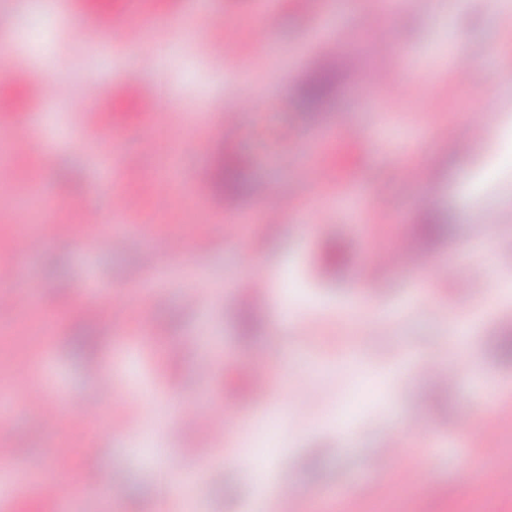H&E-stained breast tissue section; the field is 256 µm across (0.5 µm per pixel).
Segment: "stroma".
<instances>
[{
	"label": "stroma",
	"mask_w": 512,
	"mask_h": 512,
	"mask_svg": "<svg viewBox=\"0 0 512 512\" xmlns=\"http://www.w3.org/2000/svg\"><path fill=\"white\" fill-rule=\"evenodd\" d=\"M199 0H0V36L8 39V69L27 75L34 95L20 111L0 115V143L34 135L35 153L15 155L0 168V253L16 233L12 183L39 182L40 217L27 233L43 234L49 221L69 224L73 235L45 236L40 251L17 262L7 285L20 288L24 309L0 307V389L15 399L7 443L16 448V473H37L67 488L72 512H184L181 499H160L159 481L175 460L194 477L200 512H247L261 489L278 488L270 512H512V484L498 482L512 467V424L496 432L495 457L478 446L483 426L512 403V362L497 351L499 335L512 331V294L484 314L480 288L463 294L459 278L491 268L512 285V224L487 223L512 212V168L491 183L479 167L492 159L490 143L512 132V7L501 0H423L406 12L385 10L381 0H358L337 15L333 55L312 38L336 0H276L272 24L253 0H209L242 49L250 67L212 54L214 37L197 9ZM384 18L374 31L372 13ZM48 16L59 36L34 60L18 35L31 19ZM136 28L135 45L113 44L115 33ZM101 39L84 40L86 30ZM382 34L390 52L367 45ZM351 56L358 70L341 64ZM471 64L467 82L455 74L456 57ZM338 67L339 89L318 121L296 103L300 82L324 65ZM397 70L412 80L410 92L392 98L366 75ZM67 83L73 96L60 103L42 92ZM98 83L96 107L81 97ZM246 101L233 137L219 133L218 106ZM486 117L472 128L469 116ZM466 141L446 153L444 140ZM247 164L265 195L236 198L235 223L223 236L210 232L227 213L212 207L210 174L221 153ZM134 154L125 171L104 169L100 156ZM415 169L408 179L407 169ZM154 181L155 194H140ZM136 193V208L111 210L114 187ZM292 206L279 219L283 198ZM81 210L99 222H81ZM448 218L447 236L435 240L425 267L391 265L376 275L366 300L372 314L355 322L346 310L373 250L413 234L423 211ZM482 225L473 237V225ZM183 240V253L167 242ZM346 261L336 273L324 264L328 240ZM158 265L143 268L145 252ZM260 272L292 289L291 324H283L275 295L254 303L257 326L245 336L239 281ZM137 313L136 322L104 321L113 296ZM434 312L424 311V303ZM474 317L469 342L458 347L454 322ZM89 335L93 347L76 349ZM433 359L462 373L437 391L418 372ZM263 366L269 402L236 399L240 375ZM112 371V399L100 419L73 430L43 428L27 394L49 381L64 391L69 413L99 400L94 370ZM378 383L377 399L348 419L343 406L365 379ZM193 406L227 417L232 463L200 462L176 427ZM290 410L286 428L273 426ZM129 416L133 427L113 436L107 421ZM467 423L454 437L440 417ZM428 428L407 431L408 452L385 470L371 461L392 430L410 419ZM72 451L57 459L56 448ZM468 470L469 490L457 482Z\"/></svg>",
	"instance_id": "obj_1"
}]
</instances>
